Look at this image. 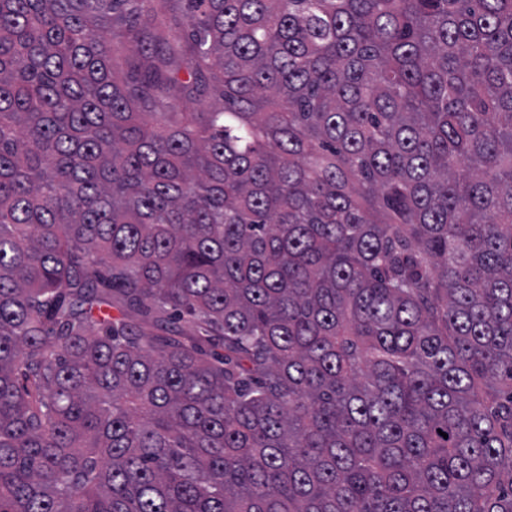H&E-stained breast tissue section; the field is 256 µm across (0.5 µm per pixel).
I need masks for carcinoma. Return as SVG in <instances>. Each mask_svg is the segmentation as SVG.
Returning <instances> with one entry per match:
<instances>
[{
	"label": "carcinoma",
	"mask_w": 512,
	"mask_h": 512,
	"mask_svg": "<svg viewBox=\"0 0 512 512\" xmlns=\"http://www.w3.org/2000/svg\"><path fill=\"white\" fill-rule=\"evenodd\" d=\"M0 512H512V0H0Z\"/></svg>",
	"instance_id": "obj_1"
}]
</instances>
